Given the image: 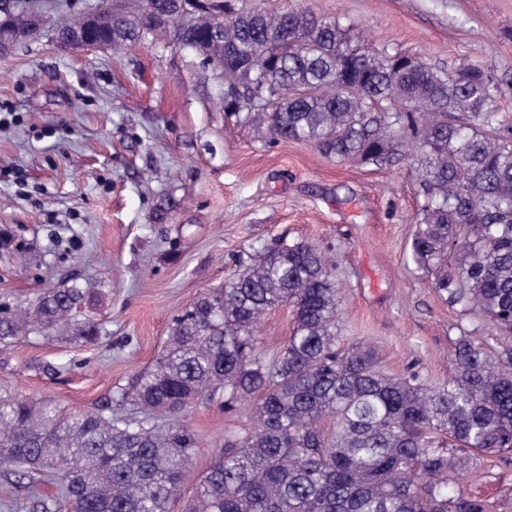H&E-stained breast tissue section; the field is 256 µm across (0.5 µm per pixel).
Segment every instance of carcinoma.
I'll list each match as a JSON object with an SVG mask.
<instances>
[{"label":"carcinoma","instance_id":"cac0c4a2","mask_svg":"<svg viewBox=\"0 0 512 512\" xmlns=\"http://www.w3.org/2000/svg\"><path fill=\"white\" fill-rule=\"evenodd\" d=\"M177 0L101 7L90 39L112 48L177 38L224 85V111L266 125L271 141L314 145L340 163L382 168L410 150L422 169L411 260L464 319L484 318L496 345L457 325L446 383L383 373L373 352L336 342L341 289L317 249L278 239L234 279L207 288L171 320L152 366L118 392L122 413H63L49 400L0 396V467L29 478L8 509L56 512L34 475L57 473L71 512H168L199 447L182 422L212 385L224 410L255 397L253 430L224 438L186 512H489L464 486L457 452L512 454V122L498 100L512 84L461 59L449 72L401 54L351 45L340 19L308 8L239 9L200 0L187 25H157ZM78 15L55 26L83 29ZM70 279L26 304L0 301V346L65 328L99 301ZM293 308L288 342L272 358L256 333L274 306Z\"/></svg>","mask_w":512,"mask_h":512}]
</instances>
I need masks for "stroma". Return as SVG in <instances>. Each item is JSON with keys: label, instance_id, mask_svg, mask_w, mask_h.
<instances>
[{"label": "stroma", "instance_id": "stroma-1", "mask_svg": "<svg viewBox=\"0 0 512 512\" xmlns=\"http://www.w3.org/2000/svg\"><path fill=\"white\" fill-rule=\"evenodd\" d=\"M349 25L352 43L401 51L441 70L459 58L512 81V0H261ZM221 87L196 58L168 47L64 52L43 37L0 54V301L23 303L70 276L98 284L91 343L32 336L0 349V395L68 411L113 402L151 366L172 317L241 261L283 237L324 255L343 288L340 347H371L392 376L452 373L456 313L410 260L421 199L412 155L376 168L339 163L221 109ZM174 201L164 222L160 204ZM289 305L258 335L269 356L287 343ZM185 422L200 447L171 512H182L228 431L251 407L196 400ZM468 489L512 512V460H480Z\"/></svg>", "mask_w": 512, "mask_h": 512}]
</instances>
